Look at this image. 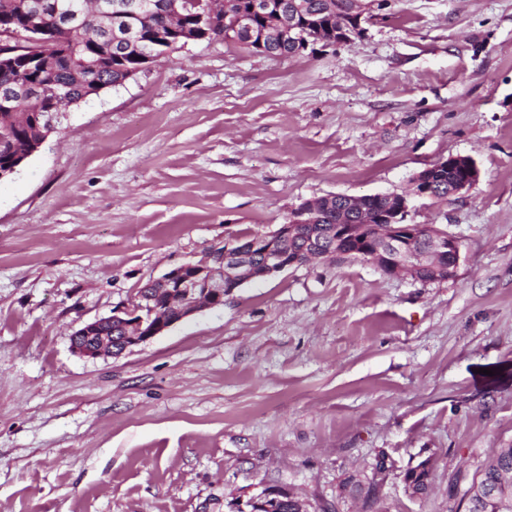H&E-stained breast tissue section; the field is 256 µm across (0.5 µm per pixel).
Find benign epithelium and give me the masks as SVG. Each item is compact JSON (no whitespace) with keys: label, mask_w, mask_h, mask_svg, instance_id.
Masks as SVG:
<instances>
[{"label":"benign epithelium","mask_w":512,"mask_h":512,"mask_svg":"<svg viewBox=\"0 0 512 512\" xmlns=\"http://www.w3.org/2000/svg\"><path fill=\"white\" fill-rule=\"evenodd\" d=\"M95 17L130 19L140 16L143 7L140 0H94ZM297 15L281 18L274 27L257 28L249 23L244 13L234 19L235 31H248L249 42L258 50L265 49L277 38L296 37ZM42 39L34 21L21 28L0 27V46L7 53H0V71L18 70L19 53L26 47L34 48L25 57L28 68L40 72L51 69L56 55L40 48ZM54 98L55 106L40 112L44 125L53 128L51 114L65 112L74 104L68 92L53 84L33 88V98ZM40 145L17 152L5 169H0V180L17 169ZM450 171L460 173L455 180L450 197L462 195L477 182L479 170L474 161L465 156L441 159L413 178L414 195L435 197L432 173ZM341 205L346 220L340 224L316 228L313 200L303 202L291 211L288 221L269 233H255L248 242L235 236L224 241V246L210 251L203 262L181 264L156 279L160 288H146L130 308L112 311L108 318L100 317L87 322L72 336L73 351L85 358H118L132 348L162 335L177 321L204 308L224 304V296L242 285L258 278L268 277L293 267L323 258H343L366 261L387 274L410 277L422 282L450 279L460 260L458 239L436 226L424 227L407 224V198L389 196L386 213L372 221L366 218L363 197L346 194L334 195ZM372 224L373 232L362 235L365 225ZM117 327L121 332L117 340L101 331L104 324ZM289 492L275 486H264L247 500L235 504L232 512H283L288 505ZM512 508V487L503 483H479L476 494L467 501V512H507Z\"/></svg>","instance_id":"benign-epithelium-1"}]
</instances>
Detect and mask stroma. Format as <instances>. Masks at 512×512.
I'll list each match as a JSON object with an SVG mask.
<instances>
[{"mask_svg":"<svg viewBox=\"0 0 512 512\" xmlns=\"http://www.w3.org/2000/svg\"><path fill=\"white\" fill-rule=\"evenodd\" d=\"M363 28L288 59L188 44L56 114L0 181V512H229L263 484L310 512H464L512 448V0H389ZM451 156L476 184L407 220L458 238L453 278L297 266L121 358L73 352L226 239Z\"/></svg>","mask_w":512,"mask_h":512,"instance_id":"35a3bbf8","label":"stroma"}]
</instances>
